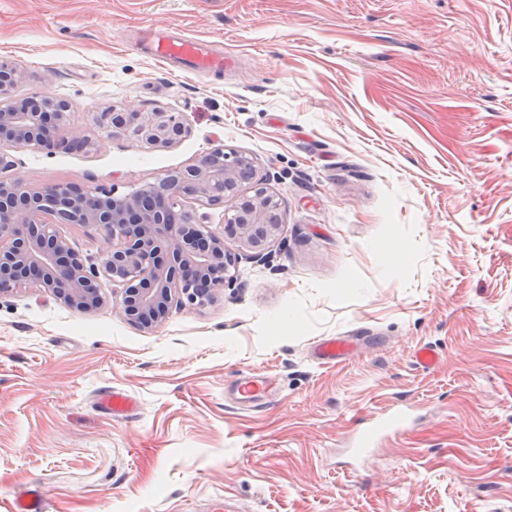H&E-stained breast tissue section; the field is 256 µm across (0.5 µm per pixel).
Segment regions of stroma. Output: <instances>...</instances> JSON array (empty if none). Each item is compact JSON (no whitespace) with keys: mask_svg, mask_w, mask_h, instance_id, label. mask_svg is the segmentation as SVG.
<instances>
[{"mask_svg":"<svg viewBox=\"0 0 512 512\" xmlns=\"http://www.w3.org/2000/svg\"><path fill=\"white\" fill-rule=\"evenodd\" d=\"M212 43L220 74L172 72L146 31ZM15 98L67 103L59 138L10 179L132 193L216 146L250 156L284 224L202 308L149 330L43 289L0 299V512H512V0H0ZM179 113L149 148L94 125ZM385 344L318 365L313 342ZM440 354L430 370L413 354ZM248 371L277 395L242 409ZM139 409L115 418L100 392ZM406 402L409 431L340 465L359 419ZM99 405L105 413L116 418H127L136 414L137 404L128 393L120 390H105L99 397ZM45 508L44 493L38 488L28 489L17 497L14 512H43Z\"/></svg>","mask_w":512,"mask_h":512,"instance_id":"1","label":"stroma"}]
</instances>
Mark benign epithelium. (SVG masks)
<instances>
[{
  "instance_id": "1",
  "label": "benign epithelium",
  "mask_w": 512,
  "mask_h": 512,
  "mask_svg": "<svg viewBox=\"0 0 512 512\" xmlns=\"http://www.w3.org/2000/svg\"><path fill=\"white\" fill-rule=\"evenodd\" d=\"M20 79L16 67L0 63L1 173L15 166L11 149L50 152L60 146H90L79 132L67 141L56 138L44 110L60 119L66 104L41 95L31 96L23 109L11 102ZM94 121L149 148L168 147L186 132L175 112H98ZM254 176L250 158L216 147L197 163L123 197L111 189L88 192L71 184L28 188L19 180L1 178L0 298L33 284L70 309L92 311L103 303L99 280L104 277L124 286L120 313L145 329L161 324L176 301L203 307L212 289L234 281L230 268L235 259L225 249L224 235L208 229V215L184 211L178 202L185 197L207 205L221 203ZM57 224L97 227L104 260L81 258L57 232ZM282 227L279 202L259 184L224 216V230L238 250L258 260Z\"/></svg>"
}]
</instances>
